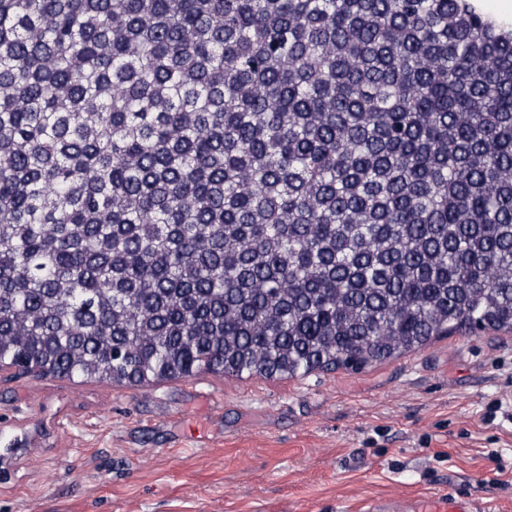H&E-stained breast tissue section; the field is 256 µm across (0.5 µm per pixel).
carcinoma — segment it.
I'll list each match as a JSON object with an SVG mask.
<instances>
[{
  "label": "carcinoma",
  "mask_w": 512,
  "mask_h": 512,
  "mask_svg": "<svg viewBox=\"0 0 512 512\" xmlns=\"http://www.w3.org/2000/svg\"><path fill=\"white\" fill-rule=\"evenodd\" d=\"M512 330V17L0 0V363L150 385Z\"/></svg>",
  "instance_id": "1"
}]
</instances>
